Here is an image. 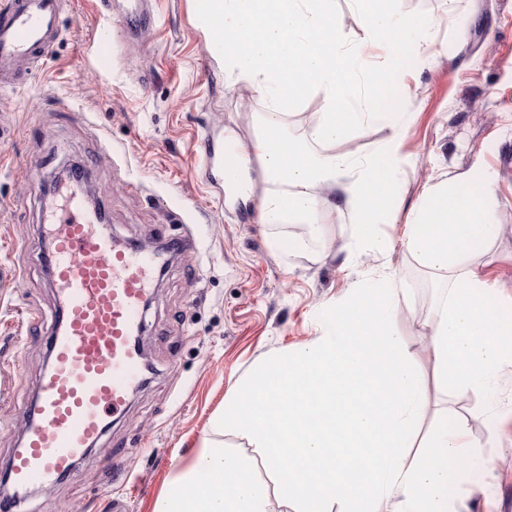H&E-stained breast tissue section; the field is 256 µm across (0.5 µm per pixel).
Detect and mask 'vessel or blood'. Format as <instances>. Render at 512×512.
<instances>
[{
  "mask_svg": "<svg viewBox=\"0 0 512 512\" xmlns=\"http://www.w3.org/2000/svg\"><path fill=\"white\" fill-rule=\"evenodd\" d=\"M63 0H0V82L24 83L60 39ZM197 150L216 171L233 172L222 136L202 137ZM173 250L116 246L108 224L64 195L47 226L45 261L60 304L49 332L52 363L28 407L30 426L8 471L15 489L50 485L124 412L141 384L144 360L135 345L157 277L172 253L197 248L187 232Z\"/></svg>",
  "mask_w": 512,
  "mask_h": 512,
  "instance_id": "vessel-or-blood-1",
  "label": "vessel or blood"
}]
</instances>
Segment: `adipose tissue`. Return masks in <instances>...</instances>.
Wrapping results in <instances>:
<instances>
[{
  "label": "adipose tissue",
  "mask_w": 512,
  "mask_h": 512,
  "mask_svg": "<svg viewBox=\"0 0 512 512\" xmlns=\"http://www.w3.org/2000/svg\"><path fill=\"white\" fill-rule=\"evenodd\" d=\"M335 0H194L212 18L211 44L219 45L224 84L245 86L260 100L257 130L238 154L240 173L258 164L263 189L242 186L238 197L252 205L267 227L271 252H317L315 218L344 204L360 244L383 253L391 243L378 228L401 199L398 175L405 163L402 135L393 132L377 157L354 164L337 154V143L361 129L367 113L354 105L357 91L384 109L388 72L409 43L416 20L383 7L381 0H352L364 38L355 40L334 10ZM381 44L384 60L366 61L365 46ZM317 96L316 121L296 137L288 133L290 109ZM489 182L457 178L429 187L404 226L408 252L441 286L428 321V356L434 380L445 393L493 394L497 377L512 372V340L499 324L487 284L469 260L477 242L495 238L489 220ZM305 225L304 233L273 234L276 226ZM255 459L228 453L210 438L195 450L154 502L153 512H271L267 483L254 475Z\"/></svg>",
  "instance_id": "obj_1"
}]
</instances>
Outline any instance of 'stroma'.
<instances>
[{
    "mask_svg": "<svg viewBox=\"0 0 512 512\" xmlns=\"http://www.w3.org/2000/svg\"><path fill=\"white\" fill-rule=\"evenodd\" d=\"M415 17L412 45L388 75L390 105L338 152L374 157L401 130L409 164L404 202L380 231L383 255L349 261L348 211L318 215L322 255L271 254L254 209L232 201L195 152L218 130L239 142L255 134L261 106L247 88L228 89L212 66L192 0H153L150 17L112 43L101 67L92 38L104 23L97 0H66L53 55L27 84L0 86V468H9L27 429V405L50 365L44 341L24 338L23 318L51 326L57 303L42 261L45 183L73 163L92 170L88 190L123 242L152 243L178 216L197 239L193 258L172 260L144 313L141 337L151 372L125 414L73 470L32 493L19 512H152L181 462L209 434L211 417L259 357L312 339L322 303L357 283L396 276L397 329L420 362L429 429L440 409L462 419L482 445L489 470L455 494L467 512H512V373L496 381L495 407L476 396L448 398L434 385L425 325L438 294L403 243L414 203L433 183L492 174V243L471 262L503 322H512V0H386ZM434 44L436 58L421 49ZM125 466L113 473L112 457Z\"/></svg>",
    "mask_w": 512,
    "mask_h": 512,
    "instance_id": "35a3bbf8",
    "label": "stroma"
}]
</instances>
